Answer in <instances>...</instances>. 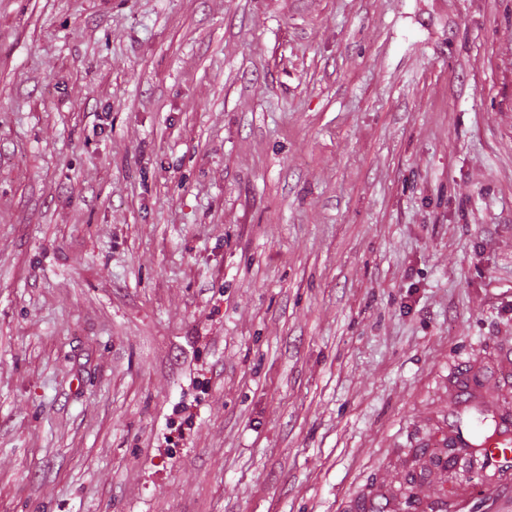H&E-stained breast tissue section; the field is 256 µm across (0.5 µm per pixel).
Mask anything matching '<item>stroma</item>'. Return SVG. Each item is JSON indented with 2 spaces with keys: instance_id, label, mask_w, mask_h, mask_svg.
<instances>
[{
  "instance_id": "1",
  "label": "stroma",
  "mask_w": 512,
  "mask_h": 512,
  "mask_svg": "<svg viewBox=\"0 0 512 512\" xmlns=\"http://www.w3.org/2000/svg\"><path fill=\"white\" fill-rule=\"evenodd\" d=\"M512 0H0V512H512ZM503 427L508 429V434L506 433V430H503V436L493 437V439L486 445L487 448H492L489 454L490 462L487 469L491 468L495 471H501L510 469V466H512L511 427L508 425H503Z\"/></svg>"
}]
</instances>
